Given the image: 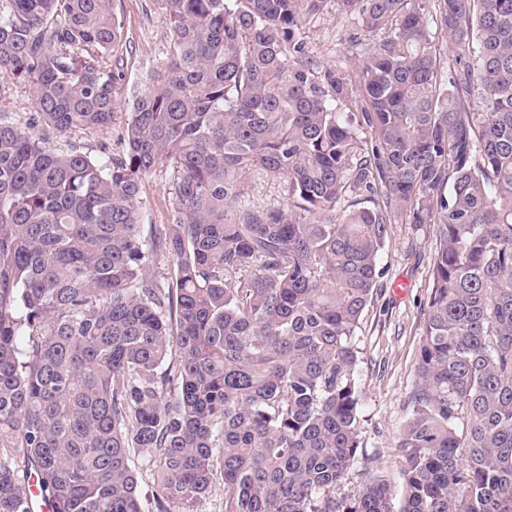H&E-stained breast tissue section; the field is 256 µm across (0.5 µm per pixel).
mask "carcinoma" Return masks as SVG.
Listing matches in <instances>:
<instances>
[{"label":"carcinoma","instance_id":"carcinoma-1","mask_svg":"<svg viewBox=\"0 0 512 512\" xmlns=\"http://www.w3.org/2000/svg\"><path fill=\"white\" fill-rule=\"evenodd\" d=\"M156 2L166 57L92 157L47 144L112 123V0H0V76L35 94L0 110V512H33V477L56 512H143L134 450L157 512L218 478L224 512H393L378 473L336 487L399 222L435 237L400 512H512V0H336L380 36L356 82L298 39L324 0ZM249 174L287 207L243 202ZM171 176L169 172L157 170L144 179L140 196V209L146 224H163L167 209L172 202ZM132 465L139 469V486L143 499L144 512H154V496L156 485L152 475V467H148L147 456L138 452L132 454Z\"/></svg>","mask_w":512,"mask_h":512}]
</instances>
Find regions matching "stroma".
<instances>
[{"label":"stroma","instance_id":"stroma-1","mask_svg":"<svg viewBox=\"0 0 512 512\" xmlns=\"http://www.w3.org/2000/svg\"><path fill=\"white\" fill-rule=\"evenodd\" d=\"M114 8L122 21V34L104 56L115 75L112 124L100 130H80L51 138L52 148L62 149L73 142L93 156L105 149L121 151L119 135L133 100L143 90L156 60L166 55L170 33L156 0H114ZM357 31L353 17L341 13L336 0H327L322 12L305 18L299 37L310 56L323 63L343 61L354 74L359 55L348 37ZM170 188L169 172L159 170L145 178L139 203L145 223L164 222L172 202ZM433 247L430 225H393L381 256L385 268L381 290L368 306L358 331V374L366 419L364 459L349 470L336 489L337 497L356 495L368 474L378 472L391 485L393 508L398 510L403 505L396 440L406 414L405 401L415 380V356L431 288Z\"/></svg>","mask_w":512,"mask_h":512}]
</instances>
